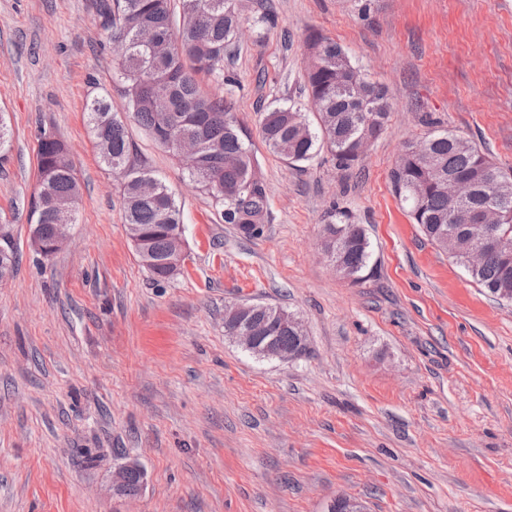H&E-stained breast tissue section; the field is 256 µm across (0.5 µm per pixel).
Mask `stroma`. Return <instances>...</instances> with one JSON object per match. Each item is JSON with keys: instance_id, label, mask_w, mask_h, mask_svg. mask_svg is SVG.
Masks as SVG:
<instances>
[{"instance_id": "1", "label": "stroma", "mask_w": 512, "mask_h": 512, "mask_svg": "<svg viewBox=\"0 0 512 512\" xmlns=\"http://www.w3.org/2000/svg\"><path fill=\"white\" fill-rule=\"evenodd\" d=\"M97 0H0V224L19 263L0 282V512H512V305L413 224L389 173L435 130L512 167V0H242L224 62L270 221L254 238L137 124L139 156L176 194L185 264L155 280L128 238L120 180L85 118L124 112ZM269 12L268 24L254 25ZM335 40L387 90L389 120L359 164L288 165L260 134L277 104L311 105L304 38ZM52 133L80 195L67 244L31 245L38 138ZM345 212L370 242L359 281L323 254ZM250 300L304 322L307 356L264 360L224 334ZM138 464L133 496L112 485Z\"/></svg>"}]
</instances>
